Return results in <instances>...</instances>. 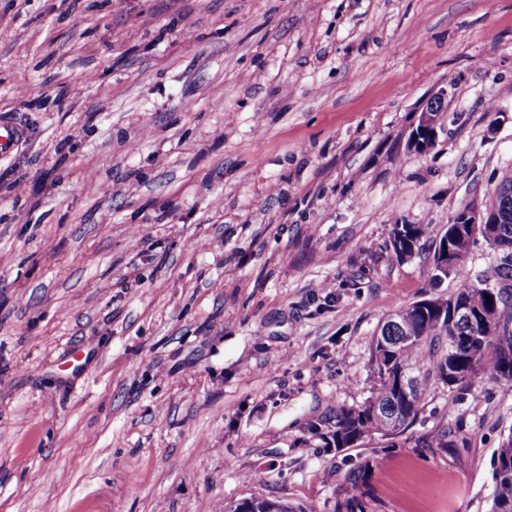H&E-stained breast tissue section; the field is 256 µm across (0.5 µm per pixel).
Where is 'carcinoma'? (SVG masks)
<instances>
[{
    "mask_svg": "<svg viewBox=\"0 0 512 512\" xmlns=\"http://www.w3.org/2000/svg\"><path fill=\"white\" fill-rule=\"evenodd\" d=\"M511 193V186L502 185L494 196L506 210L501 224L471 228L450 223L442 233L422 225H402L403 243L417 250L428 237L438 246L448 242L457 259L452 278L459 280L460 288L443 303L435 301L429 307L414 302L385 319L371 351L375 381L371 398L361 409L339 407L312 422L308 427L312 436L327 447L343 449L373 434H401L415 419L422 395L434 381L453 386L488 378L512 385V254L501 255L496 248L500 243L512 244ZM480 241L494 257L473 274L466 268L465 258ZM453 300L467 303L481 320L455 319L450 310H440L439 305L447 306ZM460 443L464 439L445 427L422 440L428 448H456ZM367 472L366 464L348 472L336 512H364ZM491 512H512V433L497 452Z\"/></svg>",
    "mask_w": 512,
    "mask_h": 512,
    "instance_id": "1",
    "label": "carcinoma"
}]
</instances>
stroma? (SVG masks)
Here are the masks:
<instances>
[{"mask_svg": "<svg viewBox=\"0 0 512 512\" xmlns=\"http://www.w3.org/2000/svg\"><path fill=\"white\" fill-rule=\"evenodd\" d=\"M0 512H490L512 388L339 452L381 320L512 174V0H0ZM448 98L429 153L407 140ZM449 427L460 448H423ZM367 472L368 465H358L348 472L336 512H365Z\"/></svg>", "mask_w": 512, "mask_h": 512, "instance_id": "1", "label": "stroma"}]
</instances>
